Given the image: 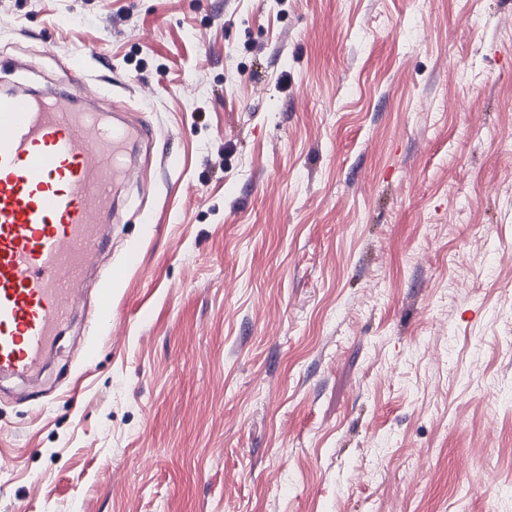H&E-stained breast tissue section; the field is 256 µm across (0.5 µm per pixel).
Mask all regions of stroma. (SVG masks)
Returning <instances> with one entry per match:
<instances>
[{"label": "stroma", "mask_w": 512, "mask_h": 512, "mask_svg": "<svg viewBox=\"0 0 512 512\" xmlns=\"http://www.w3.org/2000/svg\"><path fill=\"white\" fill-rule=\"evenodd\" d=\"M144 130L0 378V512H512V0H0V92ZM134 262V257L129 256L126 264L115 269L113 275L106 282H99L93 287L98 288L101 299L103 300V314L110 315V307L108 301L112 298V282H121L126 274V270L130 264Z\"/></svg>", "instance_id": "35a3bbf8"}]
</instances>
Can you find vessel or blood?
<instances>
[{
  "label": "vessel or blood",
  "instance_id": "vessel-or-blood-1",
  "mask_svg": "<svg viewBox=\"0 0 512 512\" xmlns=\"http://www.w3.org/2000/svg\"><path fill=\"white\" fill-rule=\"evenodd\" d=\"M69 90L0 95V376L36 374L101 249L134 133Z\"/></svg>",
  "mask_w": 512,
  "mask_h": 512
}]
</instances>
